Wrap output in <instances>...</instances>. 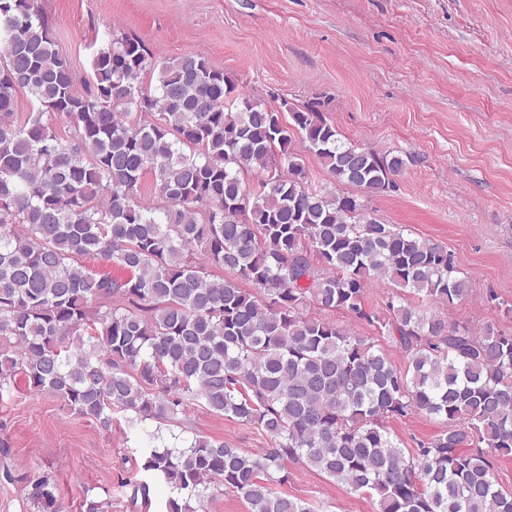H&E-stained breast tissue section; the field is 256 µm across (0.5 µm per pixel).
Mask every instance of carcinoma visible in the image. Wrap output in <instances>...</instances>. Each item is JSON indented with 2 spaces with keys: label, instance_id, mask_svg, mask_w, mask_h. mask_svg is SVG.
Wrapping results in <instances>:
<instances>
[{
  "label": "carcinoma",
  "instance_id": "obj_1",
  "mask_svg": "<svg viewBox=\"0 0 512 512\" xmlns=\"http://www.w3.org/2000/svg\"><path fill=\"white\" fill-rule=\"evenodd\" d=\"M91 68L78 89L36 0H0V387L49 392L105 428L114 406L135 426L200 401L266 435L261 454L204 437L147 449L166 512L224 489L249 512H315L280 490L290 462L379 512H512L493 473L512 454V334L448 321L436 306L472 279L445 247L373 217L367 199L396 188L404 158L343 140L313 106L288 123L204 57H159L133 35L111 34ZM19 91L37 103L22 123ZM297 136L360 193L310 187ZM147 172L162 207L140 200ZM382 283L417 301L368 310ZM415 413L447 428L407 453L389 423ZM28 500L62 512L48 474ZM335 317H336V320H338V322H340L341 324L347 325L348 328L353 332H356L362 336L377 337L379 339L378 343L381 344L382 346H384V348L388 351V353L391 355L393 360L399 366H401L403 368L406 366V358L403 355V353L400 350L396 349L387 340H383V339L379 338L377 336L376 331L373 330V327H370V326L360 323V322L351 321L350 319H348L347 317H344L342 314H339V313L336 314Z\"/></svg>",
  "mask_w": 512,
  "mask_h": 512
}]
</instances>
